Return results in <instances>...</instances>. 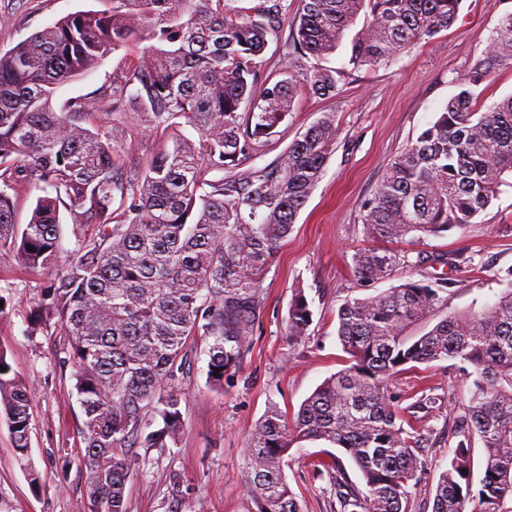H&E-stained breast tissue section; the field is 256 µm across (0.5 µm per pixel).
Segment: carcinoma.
Listing matches in <instances>:
<instances>
[{
    "label": "carcinoma",
    "instance_id": "carcinoma-1",
    "mask_svg": "<svg viewBox=\"0 0 512 512\" xmlns=\"http://www.w3.org/2000/svg\"><path fill=\"white\" fill-rule=\"evenodd\" d=\"M104 10L68 15L0 53V253L30 268L60 259L59 206L96 225L65 271L41 290L35 326L60 325L84 416L82 457L88 502L127 512L125 491L137 445H177L184 392L172 384L192 336L213 340L207 378L224 381L242 367L261 307V284L336 148V113L325 112L276 159L243 164L267 146L302 87L336 96L366 67L388 65L458 19L461 0H302L288 57L336 53L359 16L342 68L264 69L288 0H107ZM134 42L147 46L121 72L112 110L126 102L148 127L169 134L131 177L110 139L82 124L80 108L56 110V90ZM512 67V13L499 18L492 47L476 61L439 116L388 163L362 204L365 235L417 242L462 229L481 215L512 175V95L476 110L474 88ZM190 126L198 141L181 134ZM213 172L222 177L210 179ZM42 185L27 224L14 221L16 187ZM358 281L390 277L407 256L364 248L352 257ZM446 254L417 252L414 265H454ZM498 299L480 311H448L454 283L409 280L337 309V336L348 366L325 378L292 418L273 406L249 437L244 486L258 512H301L283 465L292 449L324 441L356 466L355 487L340 458L313 463L334 479L340 512H406L420 480L422 434L414 423L438 413L431 391L411 402L389 388L400 373L438 361L460 363L468 403L453 417L448 468L432 512H505L512 498V269ZM312 318L302 291L288 335L305 336ZM424 329L412 334L417 326ZM30 394L0 350V421L29 466ZM485 464L474 485L471 448Z\"/></svg>",
    "mask_w": 512,
    "mask_h": 512
}]
</instances>
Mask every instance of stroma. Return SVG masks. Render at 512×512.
<instances>
[{"mask_svg": "<svg viewBox=\"0 0 512 512\" xmlns=\"http://www.w3.org/2000/svg\"><path fill=\"white\" fill-rule=\"evenodd\" d=\"M101 7L100 0H0V52L67 15ZM510 12L512 0H462L459 17L448 30L388 66L354 73L341 83L335 98L301 91L266 150L247 160V167L265 166L322 113H336V150L267 271L253 342L239 374L223 389L211 387L209 340L189 338L188 360L176 376L185 392L182 434L165 452L137 449L126 485L128 512H257L243 483L251 432L270 405L295 414L317 385L347 365L336 336V310L345 299L367 293L351 272L354 253L369 244L362 201L389 159L414 141L459 92L475 60L491 46L499 18ZM119 59L108 57L95 70L59 87L53 104L81 102L85 126L112 136L122 168L130 175L166 139L136 114H113L112 80ZM395 249L412 259L421 250L457 256V265L446 270L455 281L450 310L477 311L492 304L512 269V183L500 186L475 223L443 237L399 243ZM53 277V271L0 255V349L30 390V458L39 474L38 488H31L8 428L0 422V512H88L83 415L65 337L57 326L36 332L29 327L40 291ZM299 290L310 303L312 322L306 336L292 341L288 314ZM393 389L408 396L430 390L446 404L445 411L421 423L427 436L426 467L411 487L408 503L410 512H432L437 483L448 467L450 411L466 403L468 384L457 368L443 361L401 373ZM323 448L320 442L305 443L284 468L302 512L336 509L332 480L312 467Z\"/></svg>", "mask_w": 512, "mask_h": 512, "instance_id": "1", "label": "stroma"}]
</instances>
